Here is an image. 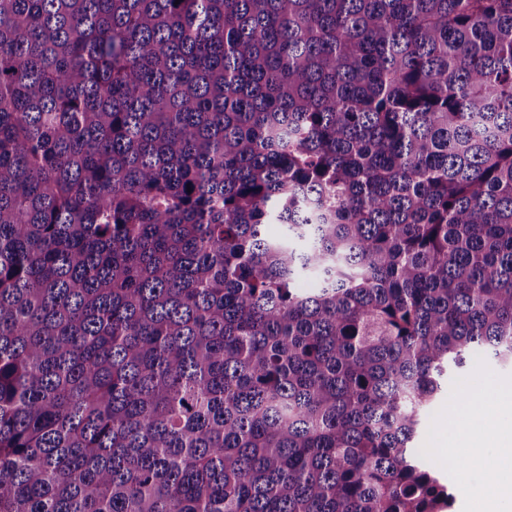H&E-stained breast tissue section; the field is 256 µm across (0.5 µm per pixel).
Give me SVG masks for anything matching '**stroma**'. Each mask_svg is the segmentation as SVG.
<instances>
[{"mask_svg":"<svg viewBox=\"0 0 512 512\" xmlns=\"http://www.w3.org/2000/svg\"><path fill=\"white\" fill-rule=\"evenodd\" d=\"M512 382V366H503L491 353H478L460 369L452 372L440 397L425 413L413 446L429 471L436 473L447 484L454 497L451 512H479L477 490L481 473L473 467L451 470L442 465L447 451L468 458L465 443L475 435V427L456 402L459 394H478L487 401H495L501 385Z\"/></svg>","mask_w":512,"mask_h":512,"instance_id":"1","label":"stroma"}]
</instances>
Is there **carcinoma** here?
<instances>
[{
    "mask_svg": "<svg viewBox=\"0 0 512 512\" xmlns=\"http://www.w3.org/2000/svg\"><path fill=\"white\" fill-rule=\"evenodd\" d=\"M486 349L512 0H0V512H445Z\"/></svg>",
    "mask_w": 512,
    "mask_h": 512,
    "instance_id": "obj_1",
    "label": "carcinoma"
}]
</instances>
